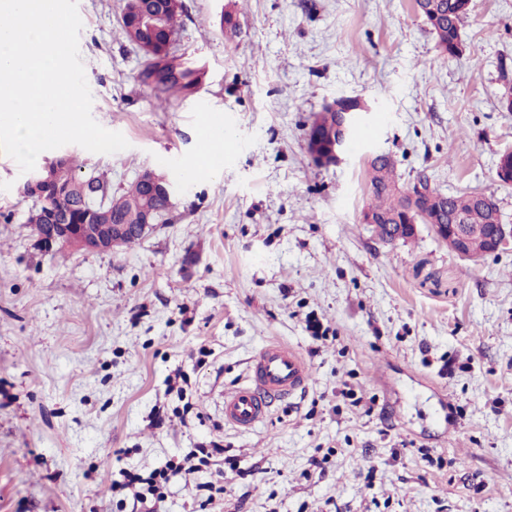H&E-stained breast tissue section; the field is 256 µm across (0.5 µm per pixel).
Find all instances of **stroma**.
I'll use <instances>...</instances> for the list:
<instances>
[{
	"instance_id": "35a3bbf8",
	"label": "stroma",
	"mask_w": 512,
	"mask_h": 512,
	"mask_svg": "<svg viewBox=\"0 0 512 512\" xmlns=\"http://www.w3.org/2000/svg\"><path fill=\"white\" fill-rule=\"evenodd\" d=\"M121 5L78 0L79 50L93 117L129 147L65 150L113 194L159 169L177 195L137 244L47 252L0 154V512H136L119 469L212 441L235 466L174 478L159 512H512V251L463 260L423 224L390 246L361 221L381 149L402 182L490 193L512 225V0H471L457 57L413 0H183L176 47L206 78L163 111ZM339 97L368 106L367 141L320 167L307 129ZM216 112L228 157L188 171ZM272 341L313 380L238 431L224 394Z\"/></svg>"
}]
</instances>
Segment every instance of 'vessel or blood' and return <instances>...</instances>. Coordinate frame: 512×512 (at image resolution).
Returning a JSON list of instances; mask_svg holds the SVG:
<instances>
[{
  "instance_id": "1",
  "label": "vessel or blood",
  "mask_w": 512,
  "mask_h": 512,
  "mask_svg": "<svg viewBox=\"0 0 512 512\" xmlns=\"http://www.w3.org/2000/svg\"><path fill=\"white\" fill-rule=\"evenodd\" d=\"M252 378L224 395V421L246 432L266 421L273 406L307 390L313 372L293 347L270 343L253 358Z\"/></svg>"
}]
</instances>
